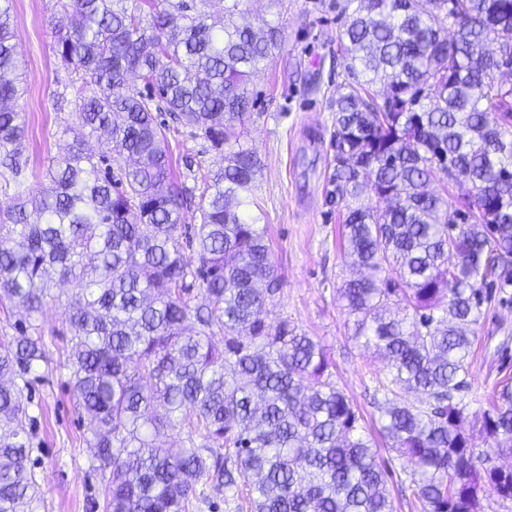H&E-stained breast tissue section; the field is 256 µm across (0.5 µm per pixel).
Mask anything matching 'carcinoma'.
Returning <instances> with one entry per match:
<instances>
[{"mask_svg":"<svg viewBox=\"0 0 512 512\" xmlns=\"http://www.w3.org/2000/svg\"><path fill=\"white\" fill-rule=\"evenodd\" d=\"M59 2L74 141L48 161L50 185L26 192V87L0 0V167L15 184L0 208V303L65 306L85 442L109 472L102 512H193L209 483L247 512H394L377 443L324 345L286 318L267 322L282 280L246 210L262 164L240 138L249 78L278 28L237 25L248 0ZM343 11L351 79L332 101L327 198L345 204L344 254L364 269L340 293L349 335L387 362L380 431L421 512H481L489 495L512 500V475L473 444L477 431L512 454V383L474 418L467 400L471 327L512 287V0H346ZM163 111L224 154L193 176L191 211ZM98 132L100 151H85ZM437 173L460 208L428 189ZM367 189L388 205L365 203ZM43 356L26 329L0 339V512L41 506L22 381Z\"/></svg>","mask_w":512,"mask_h":512,"instance_id":"obj_1","label":"carcinoma"}]
</instances>
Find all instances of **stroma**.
Returning a JSON list of instances; mask_svg holds the SVG:
<instances>
[{"label":"stroma","instance_id":"obj_1","mask_svg":"<svg viewBox=\"0 0 512 512\" xmlns=\"http://www.w3.org/2000/svg\"><path fill=\"white\" fill-rule=\"evenodd\" d=\"M344 0H251L245 22L266 19L281 30L274 54L261 62L249 92L255 106L245 120L249 147L263 164L253 196L260 205L272 260L283 290L268 307V320L289 318L320 340L335 363L334 378L377 434L379 413L372 396L385 378V364L352 342L339 297L354 274L341 243L342 216L325 197L334 112L331 101L346 77L339 34ZM58 0H13L12 15L23 61L27 93L24 186L39 184L49 157L64 153L70 142L62 128L74 121V104L63 100L68 74L54 50L53 23ZM172 174L184 181L187 163L214 169L221 157L190 128L173 125L167 133ZM504 302H492L475 328L468 381L477 393L490 392L512 377V288ZM45 338L43 360L29 376L27 395L35 418L29 432L34 468L41 477V512H98L106 479L92 466L84 441L88 418L73 392L66 367L69 331L63 306L47 302L37 316Z\"/></svg>","mask_w":512,"mask_h":512}]
</instances>
